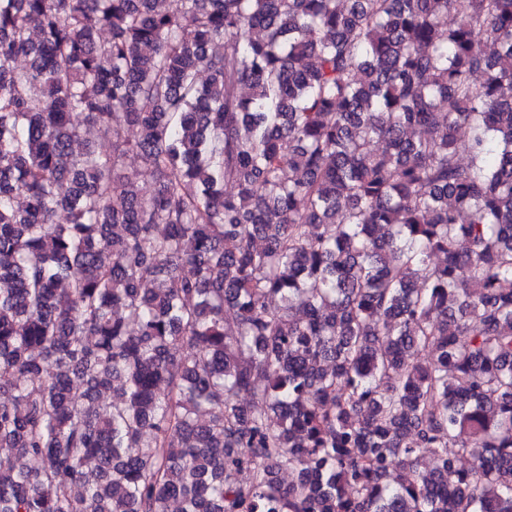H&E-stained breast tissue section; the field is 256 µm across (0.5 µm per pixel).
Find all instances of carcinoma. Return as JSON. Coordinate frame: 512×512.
Returning a JSON list of instances; mask_svg holds the SVG:
<instances>
[{"mask_svg":"<svg viewBox=\"0 0 512 512\" xmlns=\"http://www.w3.org/2000/svg\"><path fill=\"white\" fill-rule=\"evenodd\" d=\"M5 375L0 512H512V0H0Z\"/></svg>","mask_w":512,"mask_h":512,"instance_id":"cac0c4a2","label":"carcinoma"}]
</instances>
